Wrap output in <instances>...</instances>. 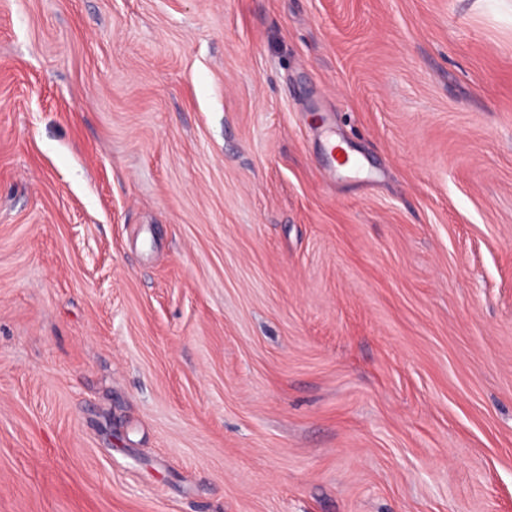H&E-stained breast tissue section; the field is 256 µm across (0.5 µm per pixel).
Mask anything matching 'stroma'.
<instances>
[{
  "mask_svg": "<svg viewBox=\"0 0 512 512\" xmlns=\"http://www.w3.org/2000/svg\"><path fill=\"white\" fill-rule=\"evenodd\" d=\"M0 512H512V0H0Z\"/></svg>",
  "mask_w": 512,
  "mask_h": 512,
  "instance_id": "obj_1",
  "label": "stroma"
}]
</instances>
